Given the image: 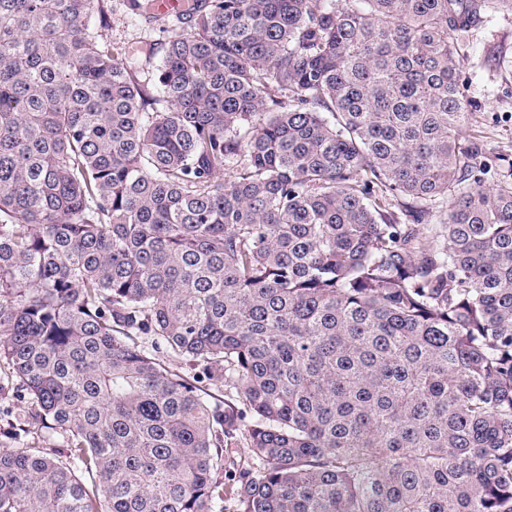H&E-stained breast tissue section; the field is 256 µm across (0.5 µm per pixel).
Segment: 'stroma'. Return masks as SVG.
<instances>
[{"label":"stroma","mask_w":512,"mask_h":512,"mask_svg":"<svg viewBox=\"0 0 512 512\" xmlns=\"http://www.w3.org/2000/svg\"><path fill=\"white\" fill-rule=\"evenodd\" d=\"M110 5L108 38L141 81L155 84L157 70L147 63L145 50L174 34V18L146 20L129 0H110ZM459 45L464 56L461 80L473 104L461 137L483 144L497 174L512 167V13L491 0L482 22L460 34Z\"/></svg>","instance_id":"35a3bbf8"}]
</instances>
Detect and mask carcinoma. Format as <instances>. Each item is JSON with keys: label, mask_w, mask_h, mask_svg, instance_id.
<instances>
[{"label": "carcinoma", "mask_w": 512, "mask_h": 512, "mask_svg": "<svg viewBox=\"0 0 512 512\" xmlns=\"http://www.w3.org/2000/svg\"><path fill=\"white\" fill-rule=\"evenodd\" d=\"M489 2L194 0L149 87L108 0H0V360L62 439L0 448V512H512ZM482 21L458 36L461 80L473 103L461 137L483 144L493 160L492 182L512 162V14L491 2Z\"/></svg>", "instance_id": "1"}]
</instances>
